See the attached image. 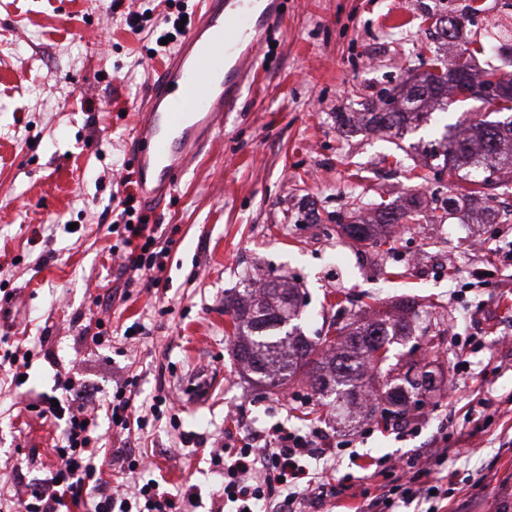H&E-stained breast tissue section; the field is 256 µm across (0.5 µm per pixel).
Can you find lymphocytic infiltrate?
Here are the masks:
<instances>
[{
	"mask_svg": "<svg viewBox=\"0 0 512 512\" xmlns=\"http://www.w3.org/2000/svg\"><path fill=\"white\" fill-rule=\"evenodd\" d=\"M109 231L121 236L126 267L134 281L148 288L158 286L169 255V242L160 240L156 229L145 223L113 224ZM56 385L66 393V401L56 405L51 397L42 395L31 406L41 419L63 422L64 427L53 448L48 477L18 495L25 512H63L67 507H82L86 512H132V503L137 499L148 503L147 512H190L192 491L176 496L158 480L149 478L135 482L131 494L126 495L110 488L101 477L98 460L102 436L88 407L106 400L116 433L145 430L148 421L137 414L133 402L135 378H124L105 394L86 380L60 378ZM318 437L315 430L282 429L274 431L262 448L245 444L211 450L212 465L224 473L225 501L240 504L243 512H270L269 500L279 488L285 490V500L291 504L300 498L312 502L322 499L327 487L305 465ZM449 453L447 446L439 445L424 464L409 459L392 467L377 491L361 490L363 503L354 512H390V500L395 495L404 503L431 497L434 484L430 476L441 470Z\"/></svg>",
	"mask_w": 512,
	"mask_h": 512,
	"instance_id": "1",
	"label": "lymphocytic infiltrate"
}]
</instances>
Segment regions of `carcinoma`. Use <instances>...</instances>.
I'll return each mask as SVG.
<instances>
[{
	"label": "carcinoma",
	"instance_id": "obj_1",
	"mask_svg": "<svg viewBox=\"0 0 512 512\" xmlns=\"http://www.w3.org/2000/svg\"><path fill=\"white\" fill-rule=\"evenodd\" d=\"M496 76L503 90L499 110L512 111V73L497 68L482 70ZM460 81L457 72L440 65V72L428 71L407 89H393L368 103L363 112L336 114L337 128L350 132L356 128L385 132L399 140L397 149H419L401 145L405 135L428 120L431 111L448 109V96ZM425 162L473 185L468 194L448 199L447 209L468 222L490 212L491 197L485 189L512 181V116L502 120L445 125L440 138L424 150ZM411 218L408 209L380 211L377 222L351 221L340 229L353 241L365 244L392 235L394 227ZM224 311L232 317L235 357L240 365L258 376L269 387H279L301 375L308 379L307 399L328 396L359 409L371 419L381 413L385 421L408 411V404L419 401L432 385L428 363L415 362L404 373L400 386L383 387L388 407L379 409L376 390L358 389V381L368 376L380 381L388 359L387 345L397 336L411 335L404 318L366 316L336 328V336L309 338L299 332L300 304L295 289L286 284L268 283L263 288H245L224 299Z\"/></svg>",
	"mask_w": 512,
	"mask_h": 512
}]
</instances>
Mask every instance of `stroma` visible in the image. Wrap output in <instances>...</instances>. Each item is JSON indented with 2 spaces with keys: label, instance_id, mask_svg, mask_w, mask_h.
<instances>
[{
  "label": "stroma",
  "instance_id": "1",
  "mask_svg": "<svg viewBox=\"0 0 512 512\" xmlns=\"http://www.w3.org/2000/svg\"><path fill=\"white\" fill-rule=\"evenodd\" d=\"M146 0H0V356L31 348L22 385L0 370V484L46 478L60 427L27 405L51 392L55 374L111 390L135 374L136 401L160 403L147 436L105 435L106 447L148 451L170 492L193 490L195 512H217L224 478L208 447H239L274 429L316 427L334 455L307 459L330 485H362V468L423 457L457 442L444 471L447 500L401 512H512V183L505 208L486 224L430 221L457 187L391 138L343 134L335 113L357 111L448 47L437 17L466 14L461 48L512 30V0H283V19L264 46L251 85L224 116L199 160L149 223L173 241L159 287L129 286L110 234L119 199L137 194L130 144L139 106L162 63L153 37L134 33ZM468 100L433 112L408 133L428 143L444 124L489 119ZM425 205L392 250L355 243L338 216L398 204ZM300 294L306 335L375 307L414 300L413 336L389 347L386 369L404 372L441 332L426 415L397 433L347 423L335 405L303 419L302 381L269 389L242 374L228 341L224 297L259 274ZM112 322L98 347L81 332ZM140 324L128 339L124 330ZM465 440H458V433Z\"/></svg>",
  "mask_w": 512,
  "mask_h": 512
}]
</instances>
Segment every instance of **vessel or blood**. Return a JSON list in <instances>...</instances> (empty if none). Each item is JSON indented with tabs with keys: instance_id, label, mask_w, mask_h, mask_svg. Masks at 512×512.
<instances>
[{
	"instance_id": "1",
	"label": "vessel or blood",
	"mask_w": 512,
	"mask_h": 512,
	"mask_svg": "<svg viewBox=\"0 0 512 512\" xmlns=\"http://www.w3.org/2000/svg\"><path fill=\"white\" fill-rule=\"evenodd\" d=\"M281 20V0H201L138 112L133 157L144 205L160 206L202 155Z\"/></svg>"
}]
</instances>
